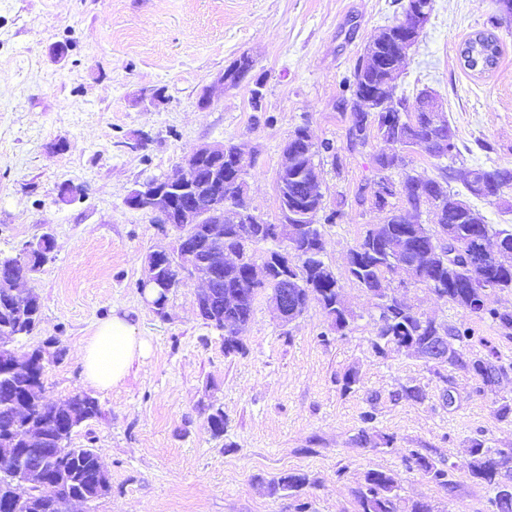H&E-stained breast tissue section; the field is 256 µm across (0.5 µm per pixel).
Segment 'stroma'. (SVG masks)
<instances>
[{"mask_svg":"<svg viewBox=\"0 0 512 512\" xmlns=\"http://www.w3.org/2000/svg\"><path fill=\"white\" fill-rule=\"evenodd\" d=\"M401 12L398 0H0V258L50 236V261L29 280L41 304L33 335L18 352L55 338L47 357V396L84 392L100 412L79 427L74 445L96 449L112 492L79 512H357L354 489L365 473H396L403 502L429 501L435 512H491L489 493L467 473L479 440L512 448V339L484 315L439 299L406 275L388 276L389 295L451 329L468 330L469 353L496 351L503 374L490 388L463 369L436 367L407 352L375 354L378 311L352 279L347 253L384 214L372 204L377 137L349 147L351 94L344 85L365 46ZM501 48L486 74L465 70L459 50L475 33ZM263 82L261 111L251 83L218 78L242 54ZM434 92L456 134L454 170L512 167V16L496 0H433V11L396 80L397 95ZM320 153L323 260L353 313L344 333L321 307L282 325L258 291L238 337L244 354H225L224 334L196 314L199 284L168 295L164 312L139 289L148 253L173 248L178 232L127 206L145 180L177 171L204 143L242 145L248 202L266 223L281 220L277 176L282 149L297 128ZM83 186L63 201L64 184ZM128 314L151 345L109 390L85 381L74 350L97 320ZM358 371L361 384L343 391ZM416 386L420 402L396 401ZM453 405H444L443 393ZM224 412L211 433L207 406ZM374 419L364 423L363 412ZM392 436L390 446H359L360 430ZM447 467L446 492L403 464L411 452ZM306 474L299 497L269 495L263 483Z\"/></svg>","mask_w":512,"mask_h":512,"instance_id":"stroma-1","label":"stroma"}]
</instances>
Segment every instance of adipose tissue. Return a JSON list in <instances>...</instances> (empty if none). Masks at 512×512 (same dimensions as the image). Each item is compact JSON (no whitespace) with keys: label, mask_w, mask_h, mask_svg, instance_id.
<instances>
[{"label":"adipose tissue","mask_w":512,"mask_h":512,"mask_svg":"<svg viewBox=\"0 0 512 512\" xmlns=\"http://www.w3.org/2000/svg\"><path fill=\"white\" fill-rule=\"evenodd\" d=\"M148 350V342L135 336L128 317L115 313L96 324L92 336L79 346L77 358L88 383L109 389L119 384Z\"/></svg>","instance_id":"ef3b65f1"}]
</instances>
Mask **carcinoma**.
<instances>
[{"instance_id":"carcinoma-1","label":"carcinoma","mask_w":512,"mask_h":512,"mask_svg":"<svg viewBox=\"0 0 512 512\" xmlns=\"http://www.w3.org/2000/svg\"><path fill=\"white\" fill-rule=\"evenodd\" d=\"M377 75L362 63H356L352 80L348 83L353 102H359L364 86L375 82ZM413 104L405 97L390 91L385 98V111L361 112L352 110L351 125L347 130V140L352 146L364 145L368 141V131L373 128L376 135L386 142L394 139L399 132H411L412 126L424 123V113L412 111ZM307 162L296 164V171L288 174V193L303 201L309 194ZM439 177L421 180L425 194H420L411 186L414 177L407 174L401 180L405 191L399 194L403 206L397 208L387 203L388 212L384 220V235L373 236L368 230L359 245L369 250L362 256L361 265L352 277L361 287L375 298L379 310L378 322L384 323L381 334L375 336L372 348L376 354L385 357L397 351L413 338L420 340L432 335V323L423 320L413 308L401 301L391 299L385 293H376L390 274V258L399 250L417 252L432 246L431 237L410 236L411 225L405 223L401 212L412 209L416 212L427 205L430 196L441 193L446 200V208L437 216V223L453 225L459 230V241L464 242L475 232L489 236L500 242L501 251L486 262V272L497 279L501 290H512V226L489 224L485 217L469 203L463 202L459 194L448 189L449 180L454 178V170L448 165H438ZM471 178L464 179L465 188L471 196L489 200L501 197L512 189V167H495L490 170L474 167L468 170ZM491 179L487 189L475 187L481 179ZM224 247L237 254V261L224 268V286L246 293L241 305L225 308L224 316L248 324L253 313L255 295L251 294L250 280L246 274L260 242L237 236L235 225L225 227ZM321 256L317 253L298 256L300 274L317 278L321 266ZM448 267L432 268L426 272L421 283L430 288L438 297L463 309L468 306L467 277L463 273L455 276L453 287H447ZM320 306L332 327L341 332L349 325L347 307L339 299L341 287L337 280L323 282L316 288ZM34 321L29 325L15 326V307L0 295V439L11 437L19 447L27 449L26 462L42 469L46 479L54 485L51 493L42 487L24 485L13 473H0V512H68L67 500L76 493L83 494L93 501L108 496L112 491L111 479L100 481L97 473V459L100 453L93 448H74L72 438H61L58 433L59 416L44 397V369L11 374L7 364L19 352L12 347L13 341L30 335L40 323L41 306H36ZM449 365L462 368L478 377L483 384H495L502 367L497 364L496 352L490 351L486 357H467L461 349H456ZM63 405L82 416L87 421L99 413L98 401L86 393L70 396ZM467 463L469 476L483 485L491 493L490 503L493 512H512V471L504 469V460L512 459V448H488L479 440L469 448ZM409 471L426 475L437 486L448 492L453 491L454 483L448 480V470L437 466L428 456L413 452L403 460ZM309 484L307 475L283 473L266 481L269 494L288 493L297 497ZM357 512H433L432 505L424 500H414L401 506L398 495V480L389 471L371 469L364 475L363 482L354 490Z\"/></svg>"}]
</instances>
